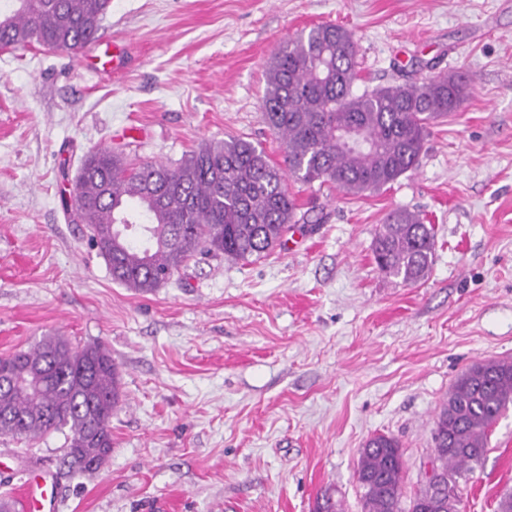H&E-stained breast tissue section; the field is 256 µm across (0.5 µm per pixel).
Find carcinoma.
<instances>
[{"instance_id": "carcinoma-1", "label": "carcinoma", "mask_w": 512, "mask_h": 512, "mask_svg": "<svg viewBox=\"0 0 512 512\" xmlns=\"http://www.w3.org/2000/svg\"><path fill=\"white\" fill-rule=\"evenodd\" d=\"M111 0H8L0 48L82 49L97 38ZM351 33L318 24L282 46L266 70L268 127L282 141L288 171L243 138L211 141L178 163L128 167L107 149L87 156L75 185L73 220L89 228L112 279L150 294L198 255L259 257L299 222L286 177L330 182L357 195L414 171L429 127L457 111L471 79L440 72L366 87ZM435 228L408 209L390 211L373 245L375 262L405 286L432 264ZM121 400L118 366L101 342L75 348L63 336L0 357V435L35 440L69 431L68 468L94 472L112 451ZM512 407V359L475 363L457 377L432 433L436 479L403 501L399 443L368 439L357 469L362 512H457L450 492L482 466L489 435Z\"/></svg>"}]
</instances>
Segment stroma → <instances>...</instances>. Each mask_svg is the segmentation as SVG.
Listing matches in <instances>:
<instances>
[{"label": "stroma", "mask_w": 512, "mask_h": 512, "mask_svg": "<svg viewBox=\"0 0 512 512\" xmlns=\"http://www.w3.org/2000/svg\"><path fill=\"white\" fill-rule=\"evenodd\" d=\"M349 30L366 86L415 73L472 80L430 127L417 169L377 191L288 181L309 221L245 261L200 256L138 294L112 279L65 198L84 156L174 163L240 137L283 163L262 110L266 66L312 26ZM101 43L130 44L105 75L77 52L0 50V357L58 334L104 343L122 401L112 451L69 477L66 435L0 437V494L51 473L54 512H361L371 436L400 444L413 496L440 405L468 366L512 358V0H112ZM436 232L427 277L404 286L372 245L386 214ZM512 490V409L464 491L496 512Z\"/></svg>", "instance_id": "35a3bbf8"}]
</instances>
